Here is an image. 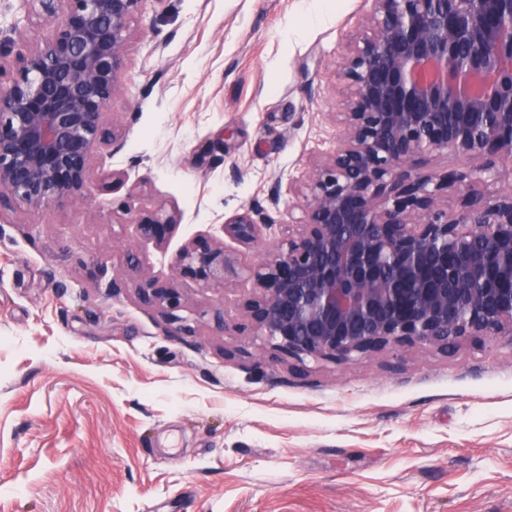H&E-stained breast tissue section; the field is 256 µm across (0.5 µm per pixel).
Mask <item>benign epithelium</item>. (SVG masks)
<instances>
[{"label": "benign epithelium", "mask_w": 512, "mask_h": 512, "mask_svg": "<svg viewBox=\"0 0 512 512\" xmlns=\"http://www.w3.org/2000/svg\"><path fill=\"white\" fill-rule=\"evenodd\" d=\"M35 2L48 35L10 63L0 53V199L32 213L89 197L94 154L122 149L105 114L142 0ZM371 2L367 31L337 65L336 150L291 187L280 241L247 267L243 318L301 361L512 337V178L493 161L451 174L416 165L444 151L512 165V0ZM175 224L163 206L137 221L157 242ZM272 228L250 209L222 224L248 249ZM171 268L212 289L237 274L224 244L206 238ZM138 294L181 307L178 290L152 278Z\"/></svg>", "instance_id": "obj_1"}]
</instances>
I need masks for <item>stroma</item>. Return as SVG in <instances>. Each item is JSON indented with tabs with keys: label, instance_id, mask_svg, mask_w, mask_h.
Returning <instances> with one entry per match:
<instances>
[{
	"label": "stroma",
	"instance_id": "stroma-1",
	"mask_svg": "<svg viewBox=\"0 0 512 512\" xmlns=\"http://www.w3.org/2000/svg\"><path fill=\"white\" fill-rule=\"evenodd\" d=\"M334 3L316 22L304 0H141L125 145L92 159L90 199L0 201V512H512V338L300 361L240 328L246 276L170 267L244 209L286 218L335 148L337 62L371 4ZM47 31L0 0L11 52ZM161 204L179 223L159 245L136 221ZM148 278L177 316L139 299ZM138 294L144 301L165 309H176L182 305L181 294L176 288L159 287L152 278L145 279L142 282L140 288H138Z\"/></svg>",
	"mask_w": 512,
	"mask_h": 512
}]
</instances>
